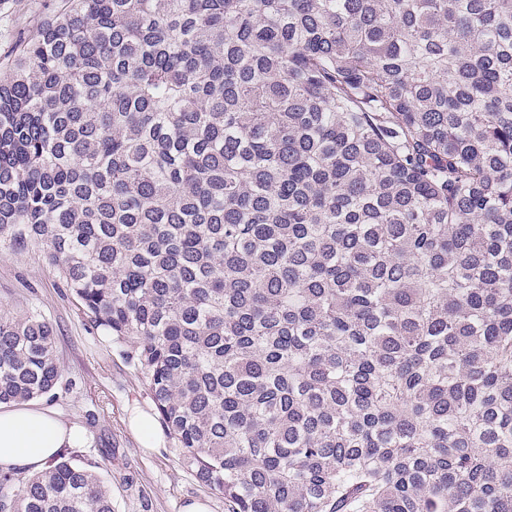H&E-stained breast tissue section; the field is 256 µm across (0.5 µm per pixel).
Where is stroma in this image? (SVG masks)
<instances>
[{"mask_svg":"<svg viewBox=\"0 0 512 512\" xmlns=\"http://www.w3.org/2000/svg\"><path fill=\"white\" fill-rule=\"evenodd\" d=\"M61 4L0 0V54L10 52L21 32L35 28ZM0 312H33L53 325L61 376L38 404L84 430L79 458L95 463L111 486L113 512H182L193 498L209 500L212 512H224L223 494L195 479L172 437L151 451L130 430L133 412L156 411L145 381L125 346L87 320L80 300L39 247H0Z\"/></svg>","mask_w":512,"mask_h":512,"instance_id":"stroma-1","label":"stroma"}]
</instances>
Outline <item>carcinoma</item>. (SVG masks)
<instances>
[{
    "instance_id": "1",
    "label": "carcinoma",
    "mask_w": 512,
    "mask_h": 512,
    "mask_svg": "<svg viewBox=\"0 0 512 512\" xmlns=\"http://www.w3.org/2000/svg\"><path fill=\"white\" fill-rule=\"evenodd\" d=\"M43 248L224 512H512V0H65L4 58ZM54 330L0 314V404ZM0 512H112L61 457Z\"/></svg>"
}]
</instances>
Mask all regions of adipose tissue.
Here are the masks:
<instances>
[{
  "mask_svg": "<svg viewBox=\"0 0 512 512\" xmlns=\"http://www.w3.org/2000/svg\"><path fill=\"white\" fill-rule=\"evenodd\" d=\"M85 443L81 427L62 421L45 408H0V469L46 468L64 448Z\"/></svg>",
  "mask_w": 512,
  "mask_h": 512,
  "instance_id": "ef3b65f1",
  "label": "adipose tissue"
}]
</instances>
